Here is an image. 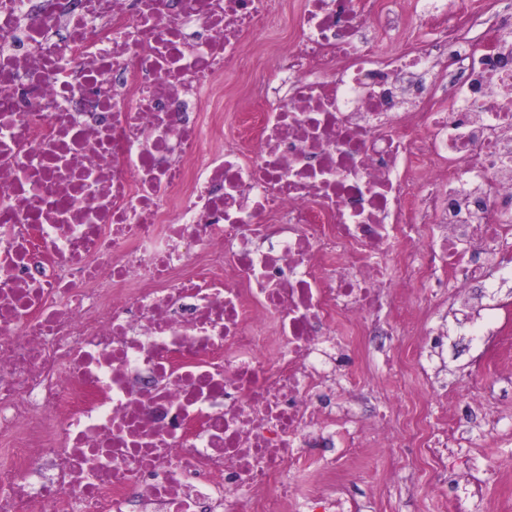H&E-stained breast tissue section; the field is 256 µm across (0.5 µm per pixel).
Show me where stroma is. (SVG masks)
I'll use <instances>...</instances> for the list:
<instances>
[{
  "label": "stroma",
  "mask_w": 512,
  "mask_h": 512,
  "mask_svg": "<svg viewBox=\"0 0 512 512\" xmlns=\"http://www.w3.org/2000/svg\"><path fill=\"white\" fill-rule=\"evenodd\" d=\"M287 27L264 33L255 40L249 70L224 79V109H253L247 84L273 73L280 43L288 40ZM468 303L455 295L440 301L430 312L432 323L462 326L449 336L442 353L429 364L427 377H414L406 391L387 385L385 396L396 405L421 404L430 426L456 419L463 435L461 448L448 459V479L440 489L430 484L428 463L409 459L403 471L414 475L410 492L399 491V475L378 464L371 476H355L353 494L370 503L372 512H446L457 486L482 489V504L495 512H512V487L496 477L498 462L512 459V374L498 370V363L512 358V290L500 289L495 300L483 299L482 291L470 289ZM499 423L500 434L483 431L482 418Z\"/></svg>",
  "instance_id": "1"
}]
</instances>
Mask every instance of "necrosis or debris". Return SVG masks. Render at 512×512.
I'll list each match as a JSON object with an SVG mask.
<instances>
[{
    "label": "necrosis or debris",
    "mask_w": 512,
    "mask_h": 512,
    "mask_svg": "<svg viewBox=\"0 0 512 512\" xmlns=\"http://www.w3.org/2000/svg\"><path fill=\"white\" fill-rule=\"evenodd\" d=\"M391 12L0 0V512H345L372 444L440 487L453 424L336 394L377 391L395 312L403 386L449 283L512 281V2L482 47L484 6L424 0L433 39L381 55ZM283 18L260 111H225L214 86Z\"/></svg>",
    "instance_id": "4bbe7bcc"
}]
</instances>
